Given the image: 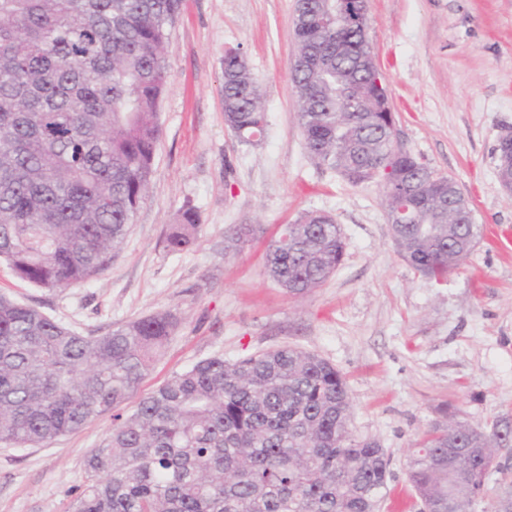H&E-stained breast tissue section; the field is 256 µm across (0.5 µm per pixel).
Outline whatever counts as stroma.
<instances>
[{
	"mask_svg": "<svg viewBox=\"0 0 512 512\" xmlns=\"http://www.w3.org/2000/svg\"><path fill=\"white\" fill-rule=\"evenodd\" d=\"M295 0H182L168 28L162 133L130 232L90 283L48 291L0 264V294L85 336L160 310L180 324L141 385L148 393L199 360L234 361L291 345L346 379L351 433L391 457L382 512H418L413 445L456 417H512V254L479 240L443 283L396 252L379 186L352 185L308 157L290 79ZM367 38L389 91L395 140L452 176L475 221L512 228L496 146L512 130V0H370ZM260 81L267 128L240 142L224 123V51ZM193 209L190 248L165 237ZM322 210L340 224L343 260L320 288L288 296L265 273L280 227ZM251 233L227 244L239 225ZM104 416L35 448L0 444V512H66Z\"/></svg>",
	"mask_w": 512,
	"mask_h": 512,
	"instance_id": "obj_1",
	"label": "stroma"
}]
</instances>
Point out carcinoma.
<instances>
[{
  "mask_svg": "<svg viewBox=\"0 0 512 512\" xmlns=\"http://www.w3.org/2000/svg\"><path fill=\"white\" fill-rule=\"evenodd\" d=\"M181 0H0V262L47 290L99 276L124 241L148 186L168 79L167 26ZM368 18L351 0H306L295 12L291 83L310 160L352 184L375 180L386 210L418 177L416 223L391 230L399 256L442 282L461 267L480 225L440 205L446 176L419 173L405 152L392 171L394 118L371 78ZM224 122L260 139V86L240 49L224 51ZM166 237L193 243L194 212ZM341 227L305 212L271 241L267 275L289 295L321 286L344 254ZM169 311L83 336L0 295V443L47 445L112 414L84 461L67 512H380L390 456L351 436L346 381L319 355L290 346L227 362L200 360L135 396L174 334ZM512 418L450 420L416 441L409 481L422 506L473 512L491 454L512 452ZM467 456L440 461L448 439Z\"/></svg>",
  "mask_w": 512,
  "mask_h": 512,
  "instance_id": "carcinoma-1",
  "label": "carcinoma"
}]
</instances>
